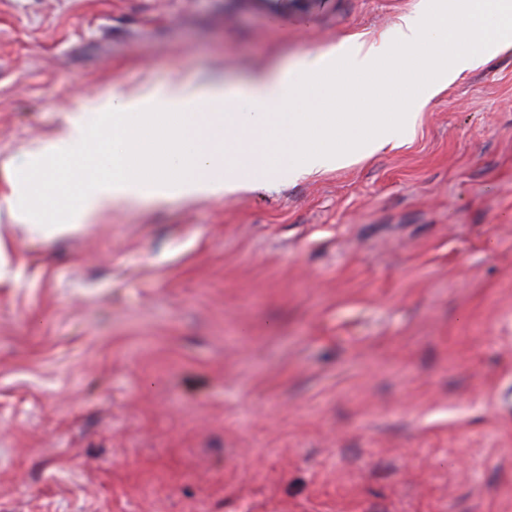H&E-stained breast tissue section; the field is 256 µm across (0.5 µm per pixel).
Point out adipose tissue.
<instances>
[{"label": "adipose tissue", "instance_id": "1", "mask_svg": "<svg viewBox=\"0 0 512 512\" xmlns=\"http://www.w3.org/2000/svg\"><path fill=\"white\" fill-rule=\"evenodd\" d=\"M427 42L436 48L419 62L427 78L403 92L397 111H336L335 77ZM510 50L512 0H419L381 40L342 38L285 75L261 72L240 87L212 79L116 91L95 117L69 119L48 145L26 151L10 210L41 233L52 195L64 200L61 223L85 224L117 202L232 197L342 169L400 147L432 98Z\"/></svg>", "mask_w": 512, "mask_h": 512}]
</instances>
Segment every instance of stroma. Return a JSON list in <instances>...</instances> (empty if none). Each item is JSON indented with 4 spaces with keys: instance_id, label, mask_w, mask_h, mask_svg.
Masks as SVG:
<instances>
[{
    "instance_id": "obj_1",
    "label": "stroma",
    "mask_w": 512,
    "mask_h": 512,
    "mask_svg": "<svg viewBox=\"0 0 512 512\" xmlns=\"http://www.w3.org/2000/svg\"><path fill=\"white\" fill-rule=\"evenodd\" d=\"M418 0H0V512H512V51L394 150L34 234L19 161ZM383 60L350 84L424 73Z\"/></svg>"
}]
</instances>
